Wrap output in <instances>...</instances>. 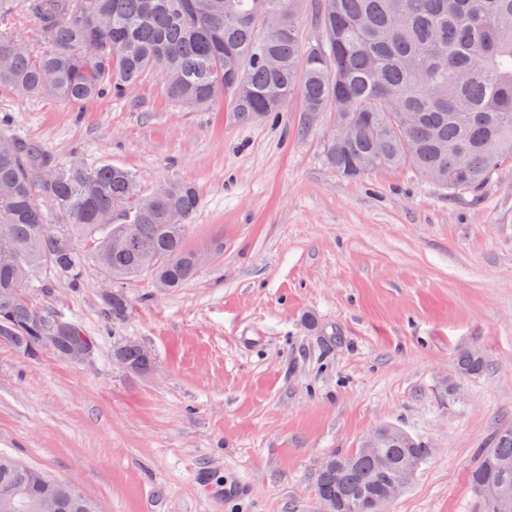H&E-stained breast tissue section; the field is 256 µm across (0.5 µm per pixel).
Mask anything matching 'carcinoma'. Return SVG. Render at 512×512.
<instances>
[{
  "mask_svg": "<svg viewBox=\"0 0 512 512\" xmlns=\"http://www.w3.org/2000/svg\"><path fill=\"white\" fill-rule=\"evenodd\" d=\"M303 0H0V87L73 105L101 95L123 98L149 75L171 102L205 109L220 95L234 116H276L296 93L306 112H335L350 127L324 144L328 165L359 179L380 168L410 169L452 193H477L512 165V0H319L318 36L303 43ZM280 12L265 34L257 15ZM35 21L46 47L31 50L7 20ZM163 194L142 192L138 176L108 162L61 164L40 146L0 135V224L14 262L0 266V343L28 354L45 349L36 306L26 295L39 271L79 283L82 245L96 242L98 266L112 281L104 304L123 322V285L149 276L156 287H182L198 271L187 247L199 207L194 184L171 181ZM128 371L154 361L138 342L112 346ZM464 376L486 361L461 351ZM382 448L330 454L316 491L335 512H384L393 484L408 483L431 454L410 434L387 427ZM512 487V425L495 429L471 472ZM61 485L0 454V493L21 488L32 498Z\"/></svg>",
  "mask_w": 512,
  "mask_h": 512,
  "instance_id": "obj_1",
  "label": "carcinoma"
}]
</instances>
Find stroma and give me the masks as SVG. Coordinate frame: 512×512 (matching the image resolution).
<instances>
[{
    "label": "stroma",
    "instance_id": "obj_1",
    "mask_svg": "<svg viewBox=\"0 0 512 512\" xmlns=\"http://www.w3.org/2000/svg\"><path fill=\"white\" fill-rule=\"evenodd\" d=\"M332 129L298 94L241 122L226 99L173 106L154 76L79 109L0 87V131L58 162L126 167L147 192L194 183L186 243L210 254L181 288L131 284L116 325L91 246L79 287L35 275L33 304L97 353L0 344V453L100 512H323L317 460L393 425L432 453L386 512H483L470 471L512 424V168L475 195L408 170L348 180L324 160ZM121 338L150 372L113 362ZM466 348L484 372L457 373ZM112 358L123 368L133 373H147L152 370L154 361L151 354L144 350L138 342H129L126 339L115 342L112 346Z\"/></svg>",
    "mask_w": 512,
    "mask_h": 512
}]
</instances>
